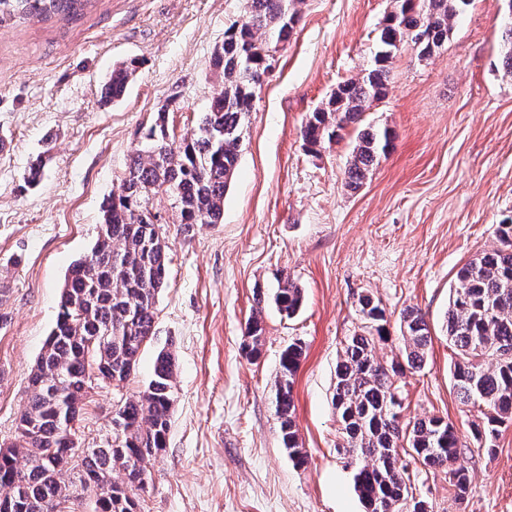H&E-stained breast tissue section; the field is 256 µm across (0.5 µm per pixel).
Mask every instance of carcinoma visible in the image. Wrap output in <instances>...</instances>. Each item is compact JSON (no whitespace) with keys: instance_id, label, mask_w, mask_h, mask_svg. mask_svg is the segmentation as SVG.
Returning <instances> with one entry per match:
<instances>
[{"instance_id":"1","label":"carcinoma","mask_w":512,"mask_h":512,"mask_svg":"<svg viewBox=\"0 0 512 512\" xmlns=\"http://www.w3.org/2000/svg\"><path fill=\"white\" fill-rule=\"evenodd\" d=\"M300 0H246L244 21L224 31V43L211 60L220 92L202 113L196 128L179 145L169 142L167 106L158 111L147 145L135 152L122 193L106 200L98 238L90 254L77 261L65 282L56 323L28 385V403L18 427L32 421L36 432L17 436L15 454L0 457V512H54L56 505L81 492L91 512H136L130 493L142 487L147 463L166 445L173 403L175 361L164 349L156 356L147 387L121 401L112 416V440L73 453L69 422L79 421L87 384L96 375L116 386L135 370L142 346L154 334L156 298L167 272L168 243L154 222L150 196L165 193L175 202L178 223L219 224L224 195L233 181L240 135L251 111L259 76L270 53L288 42L299 20ZM377 36L373 65L360 78L336 86L324 107L301 127L311 149L358 125L370 105L387 95L390 66L401 46L411 42L422 57L448 41L468 0H393ZM88 0H0V18L75 15ZM132 69L119 66L105 88L116 102L124 96ZM392 145L388 128L360 131L345 170L346 186L361 187L380 156ZM502 247L485 252L456 273L446 313V335L454 348L453 387L460 401L480 408L484 433L512 422V223L498 229ZM303 290L288 278L275 304L287 317L300 309ZM361 330L345 338L337 362L333 405L341 422L344 453L355 459V491L364 512H433L416 495L409 455L425 469L444 468L454 498L464 499L469 474L456 429L441 417L413 424L391 421L390 408L401 399L395 376L407 367L419 370L430 342L419 312L400 313L402 361L383 365L376 343L388 339L385 309L370 294L358 298ZM263 327L248 323L246 344L259 354ZM303 348L289 345L281 354L276 382V415L284 448L303 463L296 436L293 378ZM125 480H111L112 472Z\"/></svg>"}]
</instances>
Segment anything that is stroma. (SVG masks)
Returning a JSON list of instances; mask_svg holds the SVG:
<instances>
[{
	"label": "stroma",
	"mask_w": 512,
	"mask_h": 512,
	"mask_svg": "<svg viewBox=\"0 0 512 512\" xmlns=\"http://www.w3.org/2000/svg\"><path fill=\"white\" fill-rule=\"evenodd\" d=\"M298 9L245 122L222 223L187 230L169 197L150 199L169 245L154 336L125 387L95 383L79 445L111 439L116 406L144 390L165 348L176 362L170 429L137 512H363L337 452L332 395L344 339L362 325L355 302L369 292L388 319L380 361L399 354L404 308L430 330L422 370L397 379L406 419L442 417L467 448L464 500L439 470L419 472L418 494L434 512H512V424L483 453V417L453 390L444 331L457 271L499 247V225L512 222V75L502 65L512 13L505 0H470L432 57L403 44L387 98L363 121L389 128L393 145L353 191L344 170L357 129L314 151L300 129L338 82L371 65L390 2ZM245 10V0H92L73 20L0 23V444L16 438L29 373L73 264L95 244L104 200L120 193L161 106L172 141L192 133L219 90L212 55ZM128 63L126 95L103 102L113 68ZM286 275L304 294L291 318L273 302ZM256 310L252 360L243 344ZM293 342L304 350L293 385L302 464L283 447L275 411L280 355Z\"/></svg>",
	"instance_id": "35a3bbf8"
}]
</instances>
